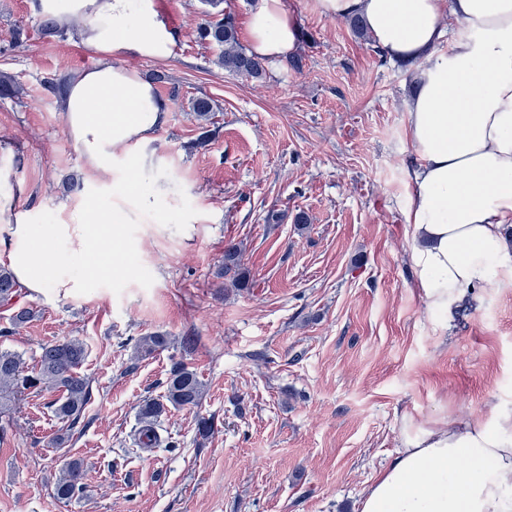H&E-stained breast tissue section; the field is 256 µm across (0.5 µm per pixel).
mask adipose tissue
Masks as SVG:
<instances>
[{
    "label": "adipose tissue",
    "mask_w": 512,
    "mask_h": 512,
    "mask_svg": "<svg viewBox=\"0 0 512 512\" xmlns=\"http://www.w3.org/2000/svg\"><path fill=\"white\" fill-rule=\"evenodd\" d=\"M323 15L362 19L389 57L417 63L407 104L410 262L433 313L482 285L512 287V0H317ZM43 13L99 55L70 79L59 104L66 131L91 168L134 188L138 210L167 220L154 194L134 187L168 106L127 60L164 61L175 35L157 0H41ZM299 22L284 0H253L245 37L261 58L285 61ZM116 209L88 207L68 224L17 219L5 242L16 281L34 293L75 291L130 266L103 249ZM82 261L66 277L53 248ZM359 512H512V411L470 417L407 436L363 493Z\"/></svg>",
    "instance_id": "1"
}]
</instances>
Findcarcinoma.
<instances>
[{
    "label": "carcinoma",
    "mask_w": 512,
    "mask_h": 512,
    "mask_svg": "<svg viewBox=\"0 0 512 512\" xmlns=\"http://www.w3.org/2000/svg\"><path fill=\"white\" fill-rule=\"evenodd\" d=\"M201 40L218 48L216 64L224 70L254 79L266 76L263 61L248 53L239 43L236 18L232 11L220 10L208 15L199 27ZM193 111L205 123L215 118L214 102L207 96L193 102ZM220 275L232 277L237 283L243 275L236 264V251L229 248L224 253V268ZM18 292V284L11 271L0 266V302L7 304ZM168 339L161 334H150L140 338V352L150 355L167 347ZM88 358L87 345L77 339L58 342L41 348L35 367L28 368L23 356L9 349H0V406L6 405L29 389H46L58 393L49 402L55 417L68 426H74L80 419L91 399L90 383L81 373V367ZM204 393V384L197 373L180 364L170 372L163 399H149L140 408L141 432L152 445L157 441L156 426L168 406L185 407L199 404ZM84 474L80 461L67 462L62 475L55 483L53 495L61 501H68L84 491Z\"/></svg>",
    "instance_id": "carcinoma-1"
}]
</instances>
